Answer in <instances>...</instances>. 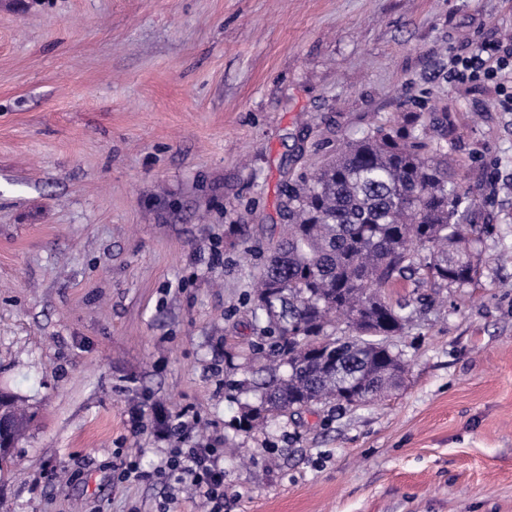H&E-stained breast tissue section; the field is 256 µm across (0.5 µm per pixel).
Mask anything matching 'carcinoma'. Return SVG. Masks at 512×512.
<instances>
[{
    "mask_svg": "<svg viewBox=\"0 0 512 512\" xmlns=\"http://www.w3.org/2000/svg\"><path fill=\"white\" fill-rule=\"evenodd\" d=\"M446 112H412L344 140L324 166L284 185L281 236L255 277L258 341L224 389L242 404L236 430L334 404L359 408L389 394L406 370L389 338L412 319L386 291L410 281L462 288L482 272L483 203L461 193L448 161ZM17 442L29 418L0 395Z\"/></svg>",
    "mask_w": 512,
    "mask_h": 512,
    "instance_id": "1",
    "label": "carcinoma"
}]
</instances>
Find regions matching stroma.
<instances>
[{
  "label": "stroma",
  "mask_w": 512,
  "mask_h": 512,
  "mask_svg": "<svg viewBox=\"0 0 512 512\" xmlns=\"http://www.w3.org/2000/svg\"><path fill=\"white\" fill-rule=\"evenodd\" d=\"M511 38L512 0H0V390L34 415L0 512H155L178 413L224 512H512V112L449 76ZM407 112L453 121L480 278L428 289L384 400L236 431L283 184Z\"/></svg>",
  "instance_id": "35a3bbf8"
}]
</instances>
